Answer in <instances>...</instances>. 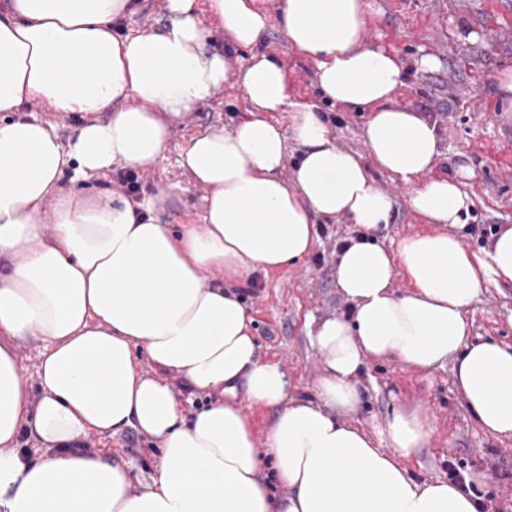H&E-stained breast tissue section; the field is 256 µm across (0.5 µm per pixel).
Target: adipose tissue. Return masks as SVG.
Masks as SVG:
<instances>
[{"label": "adipose tissue", "mask_w": 512, "mask_h": 512, "mask_svg": "<svg viewBox=\"0 0 512 512\" xmlns=\"http://www.w3.org/2000/svg\"><path fill=\"white\" fill-rule=\"evenodd\" d=\"M198 2L165 0V24L118 37L133 0H0V512H482L478 476L419 482L404 467L434 430L423 406L394 408L387 453L345 416L360 407L368 360L449 362L481 428L512 439V345L471 341L465 317L484 289L512 285V225L486 249L464 244L472 172L433 175L437 124L394 106L405 69L365 45L364 0ZM274 9L323 97L366 110L372 161L410 187L432 231L392 250L378 242L392 198L319 112L289 107L284 61L257 50ZM230 47L249 50L247 63L232 68ZM229 82L250 117L192 133L180 154L208 191L197 222L159 223L150 196L104 189L81 202L63 188L69 170L151 168L172 126ZM33 102L80 118L69 141L26 117ZM292 141L301 156L284 179ZM339 215L357 227L336 256L351 312L308 322L323 368L314 399L295 398L280 363L260 357L238 286L302 260L318 220ZM30 338L46 344L35 388L14 351ZM170 374L208 405L185 413ZM254 407L274 411L261 445ZM129 426L160 450L140 492L122 459L85 447ZM24 431L36 453L18 451Z\"/></svg>", "instance_id": "1"}]
</instances>
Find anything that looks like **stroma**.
Listing matches in <instances>:
<instances>
[{"mask_svg":"<svg viewBox=\"0 0 512 512\" xmlns=\"http://www.w3.org/2000/svg\"><path fill=\"white\" fill-rule=\"evenodd\" d=\"M366 2L367 43L393 52L408 70L395 105L437 122L445 153L436 174L451 175L462 168L473 173L463 185L472 200L464 242L473 249L486 246L496 227L512 224V105L499 88L501 71L512 68V0ZM462 28L474 33V42L459 40ZM258 48L285 62L291 101L313 104L324 113L338 148L365 154L366 112L324 100L315 65L283 40L278 18H270ZM425 56L435 58L434 67L420 68ZM249 110L242 91L229 84L174 125L163 158L137 173L139 194L156 199L153 215L159 223H192L203 209L205 189L179 165L187 138L205 128L233 125ZM371 175L395 203L394 221L381 232V243L393 249L403 238L427 231L426 222L410 207L408 188L379 170ZM355 230L345 216L319 225V239L307 257L268 275L254 274L243 289L261 357L280 362L296 394L304 397L312 396L322 365L306 335L305 320L348 313L350 305L336 288V254ZM467 318L472 340L512 344V286L484 289ZM360 389L362 405L349 420L378 448L388 446L385 427L394 406L420 404L431 413L434 432L428 444L405 463L413 478L448 480L456 468L478 474L484 512H512V439L496 438L479 426L455 386L451 365L418 372L392 358L372 360L360 376ZM90 447L121 457L133 490L144 489L155 473L157 446L136 428L92 436Z\"/></svg>","mask_w":512,"mask_h":512,"instance_id":"35a3bbf8","label":"stroma"}]
</instances>
